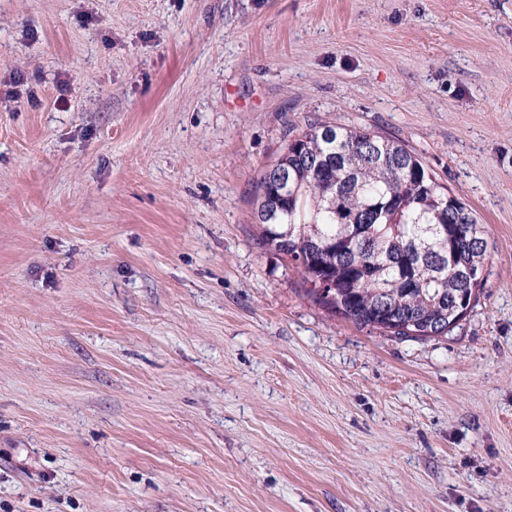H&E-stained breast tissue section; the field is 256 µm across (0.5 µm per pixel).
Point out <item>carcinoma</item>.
I'll return each instance as SVG.
<instances>
[{
  "label": "carcinoma",
  "mask_w": 512,
  "mask_h": 512,
  "mask_svg": "<svg viewBox=\"0 0 512 512\" xmlns=\"http://www.w3.org/2000/svg\"><path fill=\"white\" fill-rule=\"evenodd\" d=\"M288 172L255 184L260 247L302 276L306 297L361 327L408 337L445 329L473 308L488 263L485 225L399 141L311 122L276 160Z\"/></svg>",
  "instance_id": "1"
}]
</instances>
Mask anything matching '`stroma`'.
Masks as SVG:
<instances>
[{"instance_id":"1","label":"stroma","mask_w":512,"mask_h":512,"mask_svg":"<svg viewBox=\"0 0 512 512\" xmlns=\"http://www.w3.org/2000/svg\"><path fill=\"white\" fill-rule=\"evenodd\" d=\"M311 120L486 224L448 336L258 245ZM0 512H512V0H0Z\"/></svg>"}]
</instances>
